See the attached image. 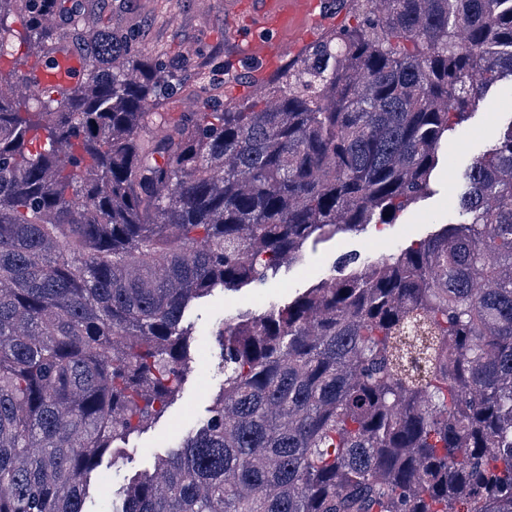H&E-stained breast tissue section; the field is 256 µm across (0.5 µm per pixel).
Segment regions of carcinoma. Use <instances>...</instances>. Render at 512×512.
I'll return each mask as SVG.
<instances>
[{"instance_id":"cac0c4a2","label":"carcinoma","mask_w":512,"mask_h":512,"mask_svg":"<svg viewBox=\"0 0 512 512\" xmlns=\"http://www.w3.org/2000/svg\"><path fill=\"white\" fill-rule=\"evenodd\" d=\"M69 2L0 0V60L59 50ZM376 2L275 107L210 103L160 137L171 75L110 31L60 95H0V512H85L104 455L181 393L194 305L395 223L448 132L512 97V0ZM432 223L221 312L223 387L112 512H512V120Z\"/></svg>"}]
</instances>
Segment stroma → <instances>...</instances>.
<instances>
[{
	"instance_id": "35a3bbf8",
	"label": "stroma",
	"mask_w": 512,
	"mask_h": 512,
	"mask_svg": "<svg viewBox=\"0 0 512 512\" xmlns=\"http://www.w3.org/2000/svg\"><path fill=\"white\" fill-rule=\"evenodd\" d=\"M226 0H99L95 16L58 18L56 27L64 39L75 30L92 33L105 28L129 39L140 54L166 66L178 84L173 95L155 101L150 109L177 116L199 111L204 102L219 100L243 105L253 100L256 86H268L289 62L305 55V48L286 51L272 68L252 65L234 56L226 36ZM512 117V98L488 95L472 118L448 134V162L435 170L427 195L418 199L393 224L369 226L360 233L345 234L318 244L313 258L303 265L280 271L265 284L237 292L214 291L196 305L188 321L192 325V371L177 399L142 434L119 444L105 456L85 502L87 512H105L130 477L151 470L155 456L166 455L207 414L223 377L216 369L220 345L216 314L220 310L251 308L254 300L273 294L287 300L308 288L318 273L331 270L341 258L385 256L394 243L411 245L435 232L428 216L447 211L464 165L494 143L501 124Z\"/></svg>"
}]
</instances>
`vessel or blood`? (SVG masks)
Listing matches in <instances>:
<instances>
[{"mask_svg":"<svg viewBox=\"0 0 512 512\" xmlns=\"http://www.w3.org/2000/svg\"><path fill=\"white\" fill-rule=\"evenodd\" d=\"M319 0H229L227 37L235 53L267 67L286 49L311 38ZM85 67L72 49L57 51L19 81L27 94L67 89Z\"/></svg>","mask_w":512,"mask_h":512,"instance_id":"vessel-or-blood-1","label":"vessel or blood"}]
</instances>
